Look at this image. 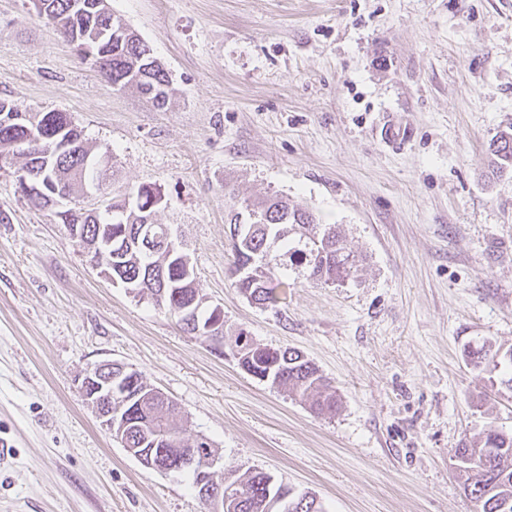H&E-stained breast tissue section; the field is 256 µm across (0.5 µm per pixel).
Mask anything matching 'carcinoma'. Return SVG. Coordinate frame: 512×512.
<instances>
[{
	"label": "carcinoma",
	"mask_w": 512,
	"mask_h": 512,
	"mask_svg": "<svg viewBox=\"0 0 512 512\" xmlns=\"http://www.w3.org/2000/svg\"><path fill=\"white\" fill-rule=\"evenodd\" d=\"M47 2L44 20L53 24L63 37L69 35L71 18L78 15L73 9L77 0H45ZM148 45L142 40L110 43L102 41L96 53L99 55L101 73L114 85L131 84L130 73L142 75L138 89L149 95L159 106L168 100L170 80L162 64H156L145 55ZM19 115L12 103L0 98V151L15 139H23L31 134L34 124L50 121L57 127L69 128L76 145L70 156L56 162L42 156H34L21 162L14 170L15 177L22 178L21 172L50 175L55 166L63 171L79 172L83 168L87 154L93 147L87 142L82 130L61 111L50 110L42 113L33 123L29 120H14ZM490 148L497 161L493 173L502 176L512 173V132L502 131L490 142ZM140 199L135 207L127 206V201L112 202V213L98 216L94 220L80 212L61 213V224H84L88 227V238L93 240L107 234L112 228V250L130 248L132 252L121 262L117 276H124L151 285L150 295L163 294L162 302H154L169 314L177 313L180 303L173 299V292L189 299L193 294L197 273L194 264L179 258L165 259L163 255L135 246L136 224L140 223V211L151 203L158 190L148 185H140L133 190ZM229 236L235 239L238 231L240 206L258 215L251 224L246 245L239 250L231 246L232 266L242 267L249 263L255 252L270 254L271 268L268 274L259 279L234 280L239 293L251 304L262 308H275L283 300L285 288L292 283L306 281L311 284L328 286L340 285L357 270L359 255L337 232L336 225L322 224L316 215L302 207L290 205L288 199L277 194L262 199L235 203L229 198ZM468 355L479 366L483 363L498 367L507 362L512 365V348L502 347L492 341H484L480 346L468 351ZM235 358L238 365L248 375L262 381L268 380L272 386L298 397L308 404L317 415L336 413L338 400L336 390L320 374L315 364L301 352L291 349L271 350L252 341L244 332L236 337ZM135 422L128 428L129 447L141 452L151 447L164 448L162 432L167 429H184L177 423L179 410L172 401L148 389L141 405L134 409ZM183 447L197 448V464L213 453L211 444L205 440L182 437ZM454 456L460 462L459 471L464 477L463 489L467 497L479 506V512H512V434L495 430L485 433L483 439L470 447L454 449ZM270 475L263 471H247L231 480L238 485L242 499L235 512H285L284 504L278 502L287 487L269 482ZM511 501L508 509H502L505 501Z\"/></svg>",
	"instance_id": "carcinoma-1"
}]
</instances>
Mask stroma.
<instances>
[{
	"label": "stroma",
	"instance_id": "35a3bbf8",
	"mask_svg": "<svg viewBox=\"0 0 512 512\" xmlns=\"http://www.w3.org/2000/svg\"><path fill=\"white\" fill-rule=\"evenodd\" d=\"M109 4L168 72L165 107L112 85L30 0H0V98L69 113L112 158L108 197L161 191L224 343L102 277L0 170V512H206L191 473L145 468L87 405L80 376L107 360L177 403L216 479L264 471L325 512H476L453 452L512 433L501 372L467 358L512 348V176L488 150L512 132V0ZM271 192L361 255L347 286L293 285L275 309L238 293L229 201ZM241 331L313 361L335 415L246 374Z\"/></svg>",
	"mask_w": 512,
	"mask_h": 512
}]
</instances>
